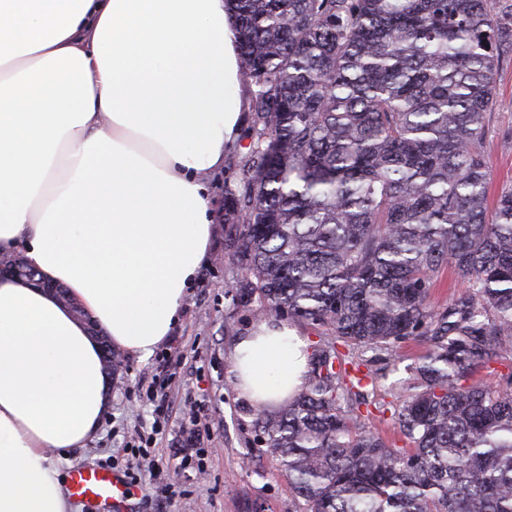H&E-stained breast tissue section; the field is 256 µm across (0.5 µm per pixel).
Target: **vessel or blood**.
<instances>
[{"label":"vessel or blood","instance_id":"1","mask_svg":"<svg viewBox=\"0 0 512 512\" xmlns=\"http://www.w3.org/2000/svg\"><path fill=\"white\" fill-rule=\"evenodd\" d=\"M69 491L89 503L112 505L115 512H126L131 488L121 474L95 467L77 468L69 474Z\"/></svg>","mask_w":512,"mask_h":512}]
</instances>
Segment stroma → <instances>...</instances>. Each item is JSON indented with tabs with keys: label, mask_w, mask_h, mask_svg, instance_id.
Returning a JSON list of instances; mask_svg holds the SVG:
<instances>
[{
	"label": "stroma",
	"mask_w": 512,
	"mask_h": 512,
	"mask_svg": "<svg viewBox=\"0 0 512 512\" xmlns=\"http://www.w3.org/2000/svg\"><path fill=\"white\" fill-rule=\"evenodd\" d=\"M496 93L483 144L495 194L512 188L511 56L498 67ZM224 227L221 220L216 222L210 253L170 338L149 361L123 355V369L112 381V408L97 438L82 454L56 461L64 475L78 467L105 465L135 430L151 424L154 405L144 387L154 384L170 410L167 427L157 440L161 467H173L176 455L200 447L206 451L205 468L182 471V493L169 501L148 500L141 488H133L129 512H295L294 493L276 458L249 449L252 417L235 388L231 355L236 339L257 323L258 316L236 311L227 295L240 273L225 258ZM422 352L416 342L402 344L399 358L390 359L373 394L377 408L363 419L366 430L395 448L405 441L393 418L394 408L403 393L406 368ZM194 405L201 409V432L195 441L181 425L182 409Z\"/></svg>",
	"instance_id": "obj_1"
}]
</instances>
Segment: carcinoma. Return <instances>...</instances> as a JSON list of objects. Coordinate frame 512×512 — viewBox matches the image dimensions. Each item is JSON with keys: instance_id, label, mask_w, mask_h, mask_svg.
<instances>
[{"instance_id": "obj_1", "label": "carcinoma", "mask_w": 512, "mask_h": 512, "mask_svg": "<svg viewBox=\"0 0 512 512\" xmlns=\"http://www.w3.org/2000/svg\"><path fill=\"white\" fill-rule=\"evenodd\" d=\"M248 150L224 181L236 309L322 329L298 396L252 410L295 512H512V189L483 152L512 23L495 0H230ZM465 291L430 305L446 268ZM427 345L367 431L379 369ZM423 346L414 341L403 343L400 349L401 358H390L386 376L381 378L373 395L369 400L380 402L376 406L369 405L371 413L367 415L366 406L361 407L364 414V426L366 430L380 434L384 437L392 448H402L405 446L403 436L400 434L398 426L392 414L396 404H398V396L403 395L404 380L408 378L409 373L405 370L407 366H412L417 358L423 353ZM384 404V406H382Z\"/></svg>"}]
</instances>
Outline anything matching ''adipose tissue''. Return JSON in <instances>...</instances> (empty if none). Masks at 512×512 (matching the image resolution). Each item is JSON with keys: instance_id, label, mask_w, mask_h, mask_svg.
Listing matches in <instances>:
<instances>
[{"instance_id": "1", "label": "adipose tissue", "mask_w": 512, "mask_h": 512, "mask_svg": "<svg viewBox=\"0 0 512 512\" xmlns=\"http://www.w3.org/2000/svg\"><path fill=\"white\" fill-rule=\"evenodd\" d=\"M241 71L226 0H0V253L71 297L0 276V512H67L51 453L85 450L112 406L87 320L141 360L179 322L211 248L208 180L239 145ZM309 356L261 321L233 349L236 385L274 410Z\"/></svg>"}]
</instances>
